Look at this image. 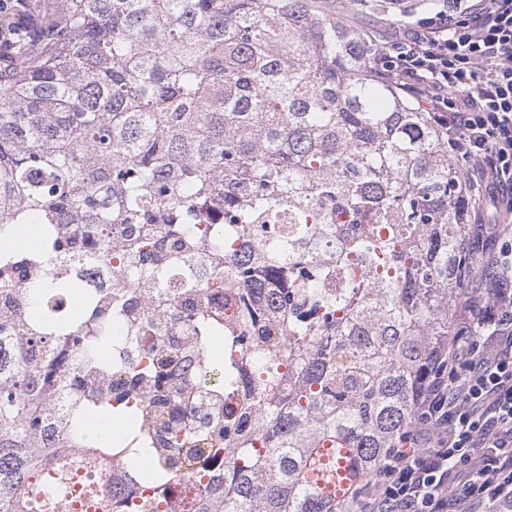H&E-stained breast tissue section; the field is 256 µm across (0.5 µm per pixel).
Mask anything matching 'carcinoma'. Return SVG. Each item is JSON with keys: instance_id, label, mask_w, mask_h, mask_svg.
Instances as JSON below:
<instances>
[{"instance_id": "1", "label": "carcinoma", "mask_w": 512, "mask_h": 512, "mask_svg": "<svg viewBox=\"0 0 512 512\" xmlns=\"http://www.w3.org/2000/svg\"><path fill=\"white\" fill-rule=\"evenodd\" d=\"M47 26L0 86V230L35 224L40 238L36 252L0 248V512L66 508L63 472L43 459L112 453L86 430L100 409L163 458L143 473L121 456L126 481L151 489L135 512H355L414 423L462 296L448 128L372 73L374 36L316 0H66ZM210 207L224 223L203 231ZM93 235L124 257L110 289L73 273V240ZM215 289L225 318L208 311ZM59 292L79 300L69 339L42 316ZM216 329L220 346L192 357ZM150 336L155 355L129 362ZM65 339L87 376L59 411L68 379L48 362ZM206 377L220 415L159 421ZM53 428L66 446L45 445ZM227 437L224 476L183 471L194 443L217 455ZM344 448L350 493L334 501L309 472L339 471ZM186 478L195 496L171 497Z\"/></svg>"}]
</instances>
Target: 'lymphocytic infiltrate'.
I'll return each mask as SVG.
<instances>
[{"mask_svg":"<svg viewBox=\"0 0 512 512\" xmlns=\"http://www.w3.org/2000/svg\"><path fill=\"white\" fill-rule=\"evenodd\" d=\"M374 66L448 126L465 201L492 200L499 243L482 296L466 298L359 512H495L512 500V0L440 8L398 25Z\"/></svg>","mask_w":512,"mask_h":512,"instance_id":"1","label":"lymphocytic infiltrate"}]
</instances>
